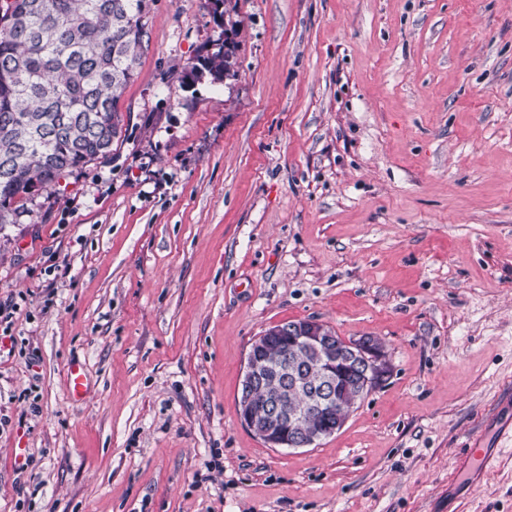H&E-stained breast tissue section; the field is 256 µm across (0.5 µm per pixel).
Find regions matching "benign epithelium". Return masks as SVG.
I'll list each match as a JSON object with an SVG mask.
<instances>
[{"label":"benign epithelium","instance_id":"7a95c632","mask_svg":"<svg viewBox=\"0 0 512 512\" xmlns=\"http://www.w3.org/2000/svg\"><path fill=\"white\" fill-rule=\"evenodd\" d=\"M296 357L304 359L302 374L320 371L317 383L306 386L302 380L284 375ZM338 365L350 372L342 393L336 390ZM389 367L385 349L369 336L350 342L310 319L276 324L256 337L248 349L241 378L240 421L268 448L314 447L344 426L346 418L335 412L341 399L358 398L375 389L388 377ZM279 380L305 391L324 413L323 421L315 427L306 425L273 393L267 395L263 409H254L256 389H267Z\"/></svg>","mask_w":512,"mask_h":512}]
</instances>
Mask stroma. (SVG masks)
<instances>
[{
	"instance_id": "stroma-1",
	"label": "stroma",
	"mask_w": 512,
	"mask_h": 512,
	"mask_svg": "<svg viewBox=\"0 0 512 512\" xmlns=\"http://www.w3.org/2000/svg\"><path fill=\"white\" fill-rule=\"evenodd\" d=\"M147 30L111 154L0 224V512H512V445L448 497L512 394V0H154ZM300 319L391 373L268 448L244 360ZM502 448L484 447L476 442L466 448L459 460L461 484L448 486V496H458L469 492L493 465Z\"/></svg>"
}]
</instances>
